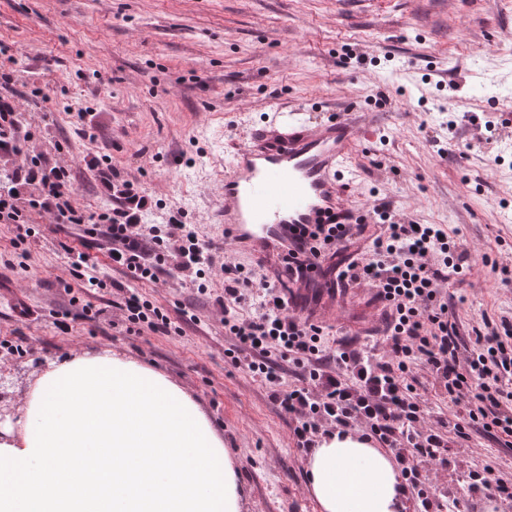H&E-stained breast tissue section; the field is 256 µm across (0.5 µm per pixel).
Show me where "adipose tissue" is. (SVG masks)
I'll return each instance as SVG.
<instances>
[{
    "label": "adipose tissue",
    "mask_w": 512,
    "mask_h": 512,
    "mask_svg": "<svg viewBox=\"0 0 512 512\" xmlns=\"http://www.w3.org/2000/svg\"><path fill=\"white\" fill-rule=\"evenodd\" d=\"M320 512H402L394 458L333 432L305 460ZM224 439L162 373L104 350L51 363L0 428V512H242Z\"/></svg>",
    "instance_id": "obj_1"
}]
</instances>
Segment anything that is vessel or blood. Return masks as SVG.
<instances>
[{"instance_id":"obj_1","label":"vessel or blood","mask_w":512,"mask_h":512,"mask_svg":"<svg viewBox=\"0 0 512 512\" xmlns=\"http://www.w3.org/2000/svg\"><path fill=\"white\" fill-rule=\"evenodd\" d=\"M371 128L353 117L315 126L296 113L252 128L224 165V231L235 250L283 254L303 228L331 224L349 210L346 189L358 179L350 155Z\"/></svg>"}]
</instances>
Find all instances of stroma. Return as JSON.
<instances>
[{
	"label": "stroma",
	"instance_id": "obj_1",
	"mask_svg": "<svg viewBox=\"0 0 512 512\" xmlns=\"http://www.w3.org/2000/svg\"><path fill=\"white\" fill-rule=\"evenodd\" d=\"M18 70L11 98L27 134L19 145L67 168L87 214L111 210L97 165L150 196L143 223L173 214L213 250L225 247L220 185L233 143L277 112L310 125L351 111L374 137L358 142L361 207L392 201L397 214L441 224L472 259L498 272L465 271L449 285L462 336L483 320L512 317V0H0V71ZM85 120H78V113ZM35 235L0 224V366L23 354L52 363L112 350L164 374L199 403L224 438L243 488V512H318L306 491L307 449L266 385L232 364L212 280L182 286L173 264L135 290L199 322L182 332L130 336L125 293L93 299L94 318L57 325L82 282L65 246L91 243L99 276L113 271L102 227L54 224L31 212ZM29 308L15 312V300ZM338 326L354 346L383 354L380 303L369 287L337 293ZM512 474V449L472 433L464 453L432 471L440 497L469 512H512V501L470 492L464 472Z\"/></svg>",
	"mask_w": 512,
	"mask_h": 512
}]
</instances>
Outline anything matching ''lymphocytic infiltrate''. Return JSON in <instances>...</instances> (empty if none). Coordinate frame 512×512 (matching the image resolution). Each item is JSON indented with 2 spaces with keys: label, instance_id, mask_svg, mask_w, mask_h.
Wrapping results in <instances>:
<instances>
[{
  "label": "lymphocytic infiltrate",
  "instance_id": "lymphocytic-infiltrate-1",
  "mask_svg": "<svg viewBox=\"0 0 512 512\" xmlns=\"http://www.w3.org/2000/svg\"><path fill=\"white\" fill-rule=\"evenodd\" d=\"M17 124L12 101L1 97L0 151L17 157L14 178L36 185L38 196L24 206L15 195L0 194V224L15 225L22 241L31 234L32 208L49 214L57 224L86 223L64 168L21 161L22 150L15 143ZM100 176L103 188L112 194L111 211L98 220L106 226L113 269L131 280L154 283L159 260L170 257L180 271L198 278V291H205L206 247L193 225L175 215L162 225L143 223L148 198L129 182L118 181L111 168L101 169ZM373 213L371 224L347 213L331 228L312 225L295 248L280 257L276 275L260 281L251 268L225 260L217 272L224 294L216 303L224 314V333L234 341V363L259 377L271 399L294 416L297 447H309L320 419L339 427L360 423L365 436L393 451L424 512H445L446 502L435 497L431 478L419 468L423 462L447 464L450 450L443 431L463 439L473 428L503 447L512 446V320L485 323L471 348H463L444 286L449 272L462 270L468 253L458 250L442 225L394 220L390 202L375 205ZM363 236L370 241L367 251L336 267L333 284H364L373 290L385 310V351L380 356L348 350L341 340L328 348L323 327L290 312L278 289L284 275L319 288V281L308 275L307 254L336 255ZM123 311L129 334L171 328L167 311L138 293H129ZM285 361L302 368L299 384H284ZM419 365L429 369L442 394L456 406L454 420L431 419L427 398L408 381ZM410 450L417 463L409 462Z\"/></svg>",
  "mask_w": 512,
  "mask_h": 512
}]
</instances>
